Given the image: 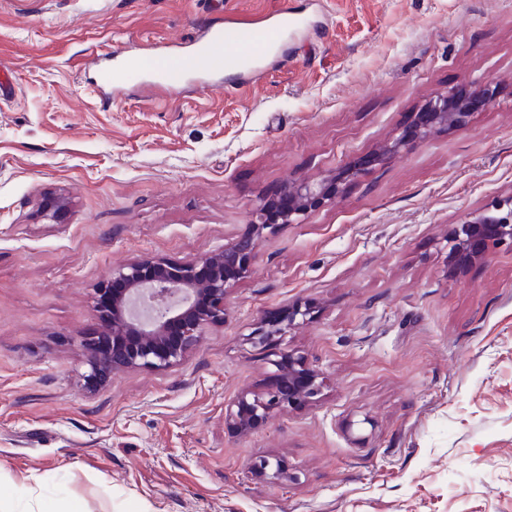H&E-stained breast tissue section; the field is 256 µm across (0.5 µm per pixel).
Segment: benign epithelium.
<instances>
[{"label": "benign epithelium", "mask_w": 512, "mask_h": 512, "mask_svg": "<svg viewBox=\"0 0 512 512\" xmlns=\"http://www.w3.org/2000/svg\"><path fill=\"white\" fill-rule=\"evenodd\" d=\"M492 94L477 98L468 93L435 94L424 111L417 113L411 130L397 133L385 153L398 154L410 145L425 141L438 128H458L468 124L475 106L485 107ZM362 173L350 167L318 181H286L274 197H263L249 213L253 233L224 245V249L186 264L157 258H141L112 269L96 290L111 294L107 309H99L104 325L101 337L108 340L85 343L89 381H96L123 368L168 370L200 346L204 329L224 322V298L228 288L250 270L258 239L282 224H301L313 211L334 201L345 184ZM69 203L53 197L40 210L44 220L57 222ZM449 244L458 259L471 264L486 261L501 247L512 245V205L473 213L454 227ZM284 316L261 322L251 333V343L271 352L278 383L263 395L241 394L227 410L239 431L252 429L271 414L286 408L298 409L320 395L319 374L303 358L281 348L288 333L307 323L313 307L293 302L283 307ZM252 470L264 476H278L282 464L261 458Z\"/></svg>", "instance_id": "obj_1"}]
</instances>
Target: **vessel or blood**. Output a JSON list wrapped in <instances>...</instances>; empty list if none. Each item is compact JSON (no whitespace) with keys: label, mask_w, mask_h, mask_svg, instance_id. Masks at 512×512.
I'll list each match as a JSON object with an SVG mask.
<instances>
[{"label":"vessel or blood","mask_w":512,"mask_h":512,"mask_svg":"<svg viewBox=\"0 0 512 512\" xmlns=\"http://www.w3.org/2000/svg\"><path fill=\"white\" fill-rule=\"evenodd\" d=\"M306 25L304 17L285 9L257 24L212 26L195 43L197 52L193 67L172 64L150 69L141 60L130 58L118 68L102 72L98 85L109 88L145 74L151 81L177 90L190 83V72L194 69L212 77L235 72L255 78L262 73L266 60L282 50L287 36Z\"/></svg>","instance_id":"1"}]
</instances>
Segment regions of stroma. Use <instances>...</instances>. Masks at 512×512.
Here are the masks:
<instances>
[{
  "mask_svg": "<svg viewBox=\"0 0 512 512\" xmlns=\"http://www.w3.org/2000/svg\"><path fill=\"white\" fill-rule=\"evenodd\" d=\"M311 26L259 82L180 93L97 69L190 57L223 18ZM0 503L7 512H512V248L462 268L447 237L512 199V0H0ZM495 90L258 241L223 324L166 371L89 383L95 288L247 233L290 179L377 153L439 91ZM66 197L62 223L37 218ZM319 398L247 432L226 411L275 370L249 335L288 302ZM280 460L272 479L251 470Z\"/></svg>",
  "mask_w": 512,
  "mask_h": 512,
  "instance_id": "1",
  "label": "stroma"
}]
</instances>
